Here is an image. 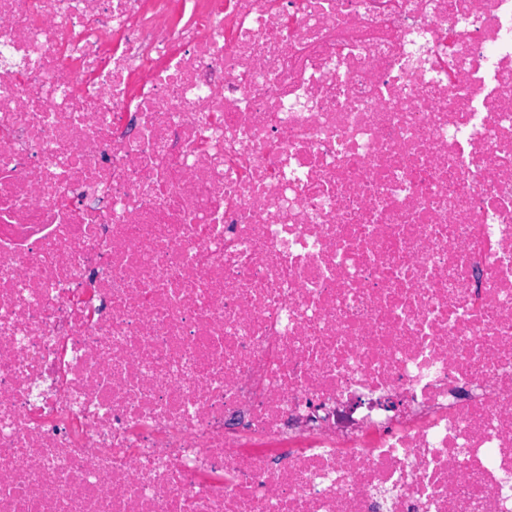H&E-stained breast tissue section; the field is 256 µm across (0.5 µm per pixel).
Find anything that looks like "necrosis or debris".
Returning a JSON list of instances; mask_svg holds the SVG:
<instances>
[{"label": "necrosis or debris", "mask_w": 512, "mask_h": 512, "mask_svg": "<svg viewBox=\"0 0 512 512\" xmlns=\"http://www.w3.org/2000/svg\"><path fill=\"white\" fill-rule=\"evenodd\" d=\"M0 512H512V0H0Z\"/></svg>", "instance_id": "4bbe7bcc"}]
</instances>
